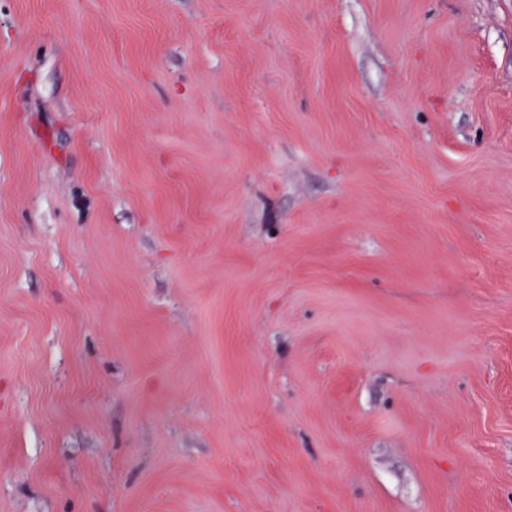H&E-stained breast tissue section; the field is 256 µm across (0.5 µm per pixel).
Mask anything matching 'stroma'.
<instances>
[{"label": "stroma", "instance_id": "stroma-1", "mask_svg": "<svg viewBox=\"0 0 512 512\" xmlns=\"http://www.w3.org/2000/svg\"><path fill=\"white\" fill-rule=\"evenodd\" d=\"M0 512H512V0H0Z\"/></svg>", "mask_w": 512, "mask_h": 512}]
</instances>
